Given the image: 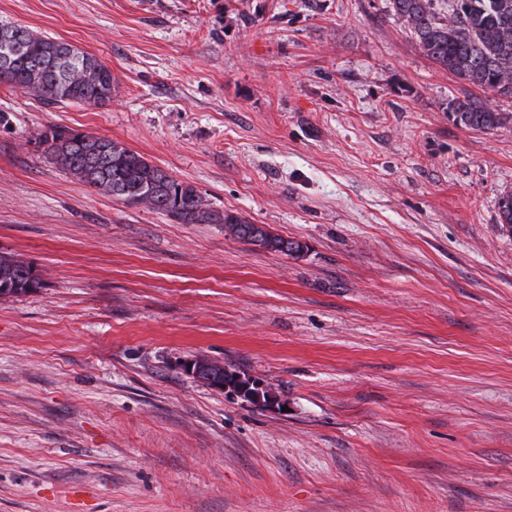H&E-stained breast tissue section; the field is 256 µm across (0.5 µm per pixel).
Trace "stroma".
<instances>
[{
    "mask_svg": "<svg viewBox=\"0 0 512 512\" xmlns=\"http://www.w3.org/2000/svg\"><path fill=\"white\" fill-rule=\"evenodd\" d=\"M385 0H0L112 69L111 102L0 84V512H512V122ZM104 136L290 256L53 164ZM260 378L273 412L181 364ZM448 113L456 124L473 130H491L503 124L508 116L495 112L480 99H453L448 103ZM39 287L40 279L32 266H25L14 254L0 253V291L5 288V295H20Z\"/></svg>",
    "mask_w": 512,
    "mask_h": 512,
    "instance_id": "35a3bbf8",
    "label": "stroma"
}]
</instances>
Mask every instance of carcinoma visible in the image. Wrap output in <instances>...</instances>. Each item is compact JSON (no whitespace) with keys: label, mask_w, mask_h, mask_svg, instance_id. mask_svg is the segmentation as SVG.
Wrapping results in <instances>:
<instances>
[{"label":"carcinoma","mask_w":512,"mask_h":512,"mask_svg":"<svg viewBox=\"0 0 512 512\" xmlns=\"http://www.w3.org/2000/svg\"><path fill=\"white\" fill-rule=\"evenodd\" d=\"M388 11L441 69L484 93L512 99V0H387ZM11 36L0 44V84L53 103L103 105L112 101L115 80L99 58L15 23H0ZM448 113L473 130H491L508 116L480 99H453ZM44 153L85 185L129 207L166 213L185 224H222L233 238L288 255L302 244L275 237L233 212H220L189 183L179 181L142 155L112 139L65 128L40 135ZM499 223L512 234V192L499 198ZM40 287L31 266L0 253V289L9 295Z\"/></svg>","instance_id":"carcinoma-1"}]
</instances>
